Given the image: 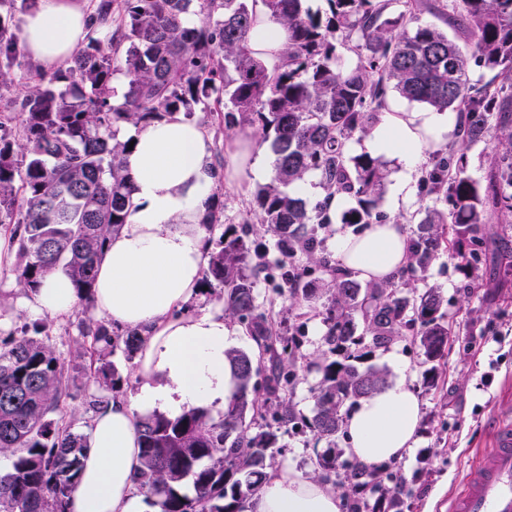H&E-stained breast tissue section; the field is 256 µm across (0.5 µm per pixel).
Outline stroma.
<instances>
[{"label": "stroma", "instance_id": "stroma-1", "mask_svg": "<svg viewBox=\"0 0 512 512\" xmlns=\"http://www.w3.org/2000/svg\"><path fill=\"white\" fill-rule=\"evenodd\" d=\"M48 70L23 58L13 84L0 87V119L15 116L28 88L38 84ZM455 135L429 145L422 153L423 163L434 154L448 153L456 147ZM267 167L259 175L248 174L238 183L218 182L217 192L224 195V222L246 227L250 240L266 264L258 274L255 289L259 308L266 317L284 322L290 336L300 342L296 377L289 397L303 420L312 418V393L320 375L316 363L331 359L325 342L327 326L320 307H289L276 292L273 281L291 269L305 271L306 278L322 284L330 277L337 260L333 238L338 233L357 234L361 225L343 223L333 217L320 232L321 246L315 259L296 256L287 260L277 235L263 230L254 220V194L270 182L275 157L267 144L257 143ZM423 163L405 169L395 158L387 159V176L376 210L381 223H398L415 230L418 212L432 202L421 185ZM408 185L409 198L398 190ZM489 254L474 283H467L454 260L440 254L424 276L412 279L416 290L437 288L444 300L447 320L453 326L451 348L437 367L433 388H426L422 373L424 358L417 345L399 339L388 349H379L365 359V366L385 372L388 384L412 385L419 399V422L412 448L392 465L410 480L407 502L410 512H447L448 500L464 489V478L491 447L492 435L500 421L502 404L512 397V269L501 264L502 255L512 256V214L492 215L483 225ZM93 302L80 301L74 314L52 319L50 334L57 350L70 356L78 347L77 322L80 317L96 315ZM32 307L31 295L21 293L11 266L0 267V330L9 331L40 321ZM307 427L281 433L276 462L293 467L303 476L313 475L315 454L325 448Z\"/></svg>", "mask_w": 512, "mask_h": 512}]
</instances>
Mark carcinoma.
I'll return each mask as SVG.
<instances>
[{"label": "carcinoma", "instance_id": "cac0c4a2", "mask_svg": "<svg viewBox=\"0 0 512 512\" xmlns=\"http://www.w3.org/2000/svg\"><path fill=\"white\" fill-rule=\"evenodd\" d=\"M303 2L261 0L288 30L283 63L271 72L247 47L255 21L250 0H121L117 35L107 40L96 37V25L111 15L112 0H100L87 43L67 69L42 77L24 95L19 134L0 124V223L16 244L13 274L21 290L34 293L61 273L78 299L91 298L106 243L132 205L123 168L130 140L119 139L121 129L212 108L224 112L225 128L251 126L269 144L274 175L255 194V216L279 235L284 255L312 257L329 217L323 205L310 209L288 188L315 172L327 196L355 201L344 223L371 224L386 165L367 152L350 154L348 143L373 127L387 91L457 112L460 147L434 160L423 178L433 204L413 231L408 264L397 276L365 289L346 269L332 271L322 288L301 273L284 277L292 303L325 299V341L336 358L317 365L314 415L305 426L326 441L316 473L334 484L343 407L387 383L382 370L361 371L356 362L401 336L411 337L426 363L448 351L452 328L442 296L435 288L418 294L408 281L445 249L472 276L483 263L481 225L512 212V0H442L448 23L472 36L467 52L421 19L422 0H327L323 16ZM11 8V0H0V86L13 82L21 52ZM191 14L198 23H186ZM338 32L356 40L358 64L351 70L336 67ZM471 57L494 78H473ZM117 74L127 84L115 104ZM488 138L504 152L482 187L468 175V149ZM223 217L224 202L215 195L204 231ZM255 270L244 236L228 225L211 249L203 285L224 293V314L245 326L258 355L225 352L236 389L224 413L214 418L191 408L137 421L134 492L157 512H244L275 464L279 433L299 424L288 385L300 344L259 312ZM49 331L40 321L0 336V459L9 460L0 471V512H69L89 449L88 434L74 430L67 411L68 365ZM78 331L93 343L77 357L91 389L86 411L95 416L123 386L107 357L119 346L135 357L145 337L137 329L119 334L90 316L79 319ZM366 336L371 344L362 353ZM257 364L266 370L264 397L252 386ZM343 482L351 490L344 494L348 512H361L368 493L381 512H403L407 481L387 466L355 462Z\"/></svg>", "mask_w": 512, "mask_h": 512}]
</instances>
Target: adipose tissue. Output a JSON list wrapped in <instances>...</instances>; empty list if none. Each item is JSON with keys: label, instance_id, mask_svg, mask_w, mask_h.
I'll use <instances>...</instances> for the list:
<instances>
[{"label": "adipose tissue", "instance_id": "obj_1", "mask_svg": "<svg viewBox=\"0 0 512 512\" xmlns=\"http://www.w3.org/2000/svg\"><path fill=\"white\" fill-rule=\"evenodd\" d=\"M88 32L79 0H37L25 16L27 55L45 67L68 60ZM286 31L264 9L255 12L249 49L267 64L280 62ZM457 117L441 112H387L365 142L374 156H395L414 168L423 148L442 141ZM132 150L123 165L133 186L130 217L108 240L100 260L93 302L113 324L139 329L140 351L131 397L113 399L91 425L89 450L70 512H134L132 489L139 465L137 416L157 408L178 415L191 406H220L231 398L235 379L225 353L238 340L223 312L183 314L200 288L211 246L202 221L217 178L234 182L263 170L251 132L224 142V174L208 158L211 143L199 125L175 114L130 127ZM408 233L402 224H370L334 240L336 257L371 283L392 277L406 262ZM36 310L72 313L77 297L61 274L33 295ZM419 420V400L405 383L361 400L345 421L354 458L378 465L410 448ZM246 512H340L328 483L302 477L282 465L270 469Z\"/></svg>", "mask_w": 512, "mask_h": 512}]
</instances>
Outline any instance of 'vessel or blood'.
<instances>
[{
  "label": "vessel or blood",
  "mask_w": 512,
  "mask_h": 512,
  "mask_svg": "<svg viewBox=\"0 0 512 512\" xmlns=\"http://www.w3.org/2000/svg\"><path fill=\"white\" fill-rule=\"evenodd\" d=\"M448 512H512V416L504 415L494 447L470 471L465 493Z\"/></svg>",
  "instance_id": "vessel-or-blood-1"
}]
</instances>
